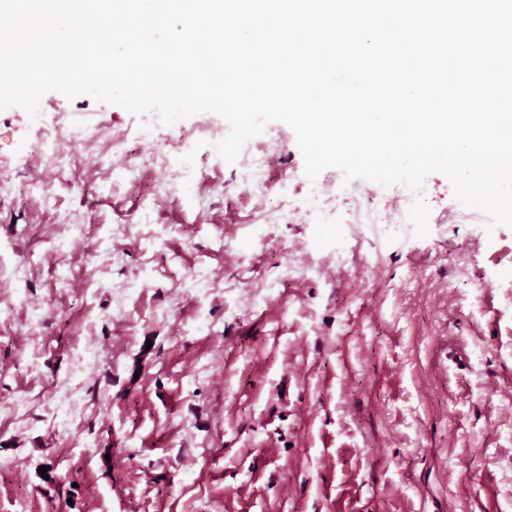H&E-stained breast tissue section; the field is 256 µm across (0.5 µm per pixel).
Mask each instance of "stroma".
I'll return each mask as SVG.
<instances>
[{
    "label": "stroma",
    "instance_id": "obj_1",
    "mask_svg": "<svg viewBox=\"0 0 512 512\" xmlns=\"http://www.w3.org/2000/svg\"><path fill=\"white\" fill-rule=\"evenodd\" d=\"M40 109L104 125L136 179L97 140L50 176L0 110V512H512L511 227L482 238L440 173L423 238L275 223L321 186L339 212L401 200L309 180L282 122L258 198L210 149L219 115ZM183 138L189 183L150 161Z\"/></svg>",
    "mask_w": 512,
    "mask_h": 512
}]
</instances>
